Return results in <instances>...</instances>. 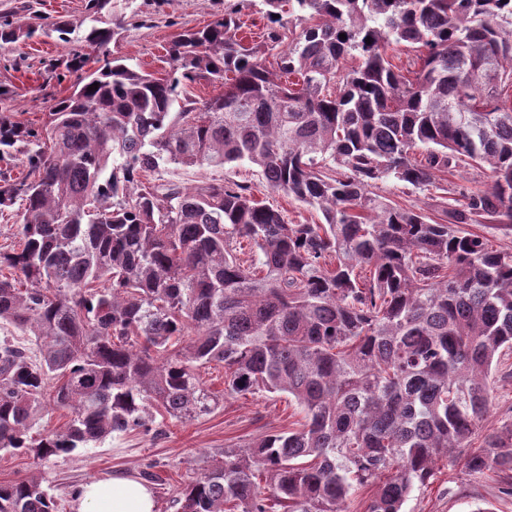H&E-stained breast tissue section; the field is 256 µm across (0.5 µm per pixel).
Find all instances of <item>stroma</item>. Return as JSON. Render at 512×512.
Returning a JSON list of instances; mask_svg holds the SVG:
<instances>
[{"instance_id": "1", "label": "stroma", "mask_w": 512, "mask_h": 512, "mask_svg": "<svg viewBox=\"0 0 512 512\" xmlns=\"http://www.w3.org/2000/svg\"><path fill=\"white\" fill-rule=\"evenodd\" d=\"M115 14L124 18V28L109 45L118 56L146 72L165 68L166 47L172 38L187 28H200L212 22L224 9L236 11L241 36L260 42L268 21L260 11L258 0H113ZM39 9L50 18L65 17L74 32L70 43L22 39L0 49V83L14 86L16 95L10 109L21 120L41 119L50 105L67 96L70 82L45 84L42 61L66 59L70 53L85 51L81 37L88 22L84 0H39ZM229 182H246L256 187V196L278 206L296 223H318L319 211L299 206L288 197L270 190L254 168L228 169ZM487 176L478 170H465L437 179L427 191L415 190L395 181L379 184L377 192L387 202L407 208L423 209L431 219L442 216L443 188L483 189ZM201 379L212 392L221 394V405L211 414L182 424L166 421L158 434L130 432L115 435L103 442L76 449L72 454L42 463L23 452L0 453V483L12 482L35 472H43L47 485L58 502V512H73L70 491L89 481L105 479L115 473L143 477L147 468L156 467L163 478L155 485L158 512H175L170 499L189 479L202 459L221 451L236 449L257 436L285 430L300 421L296 405L284 395L259 393L228 396L224 393V366L213 363L202 369ZM493 407L485 422L493 430L512 421V354L505 356L492 380ZM491 506L493 512H512V488L495 473L471 474L462 457L454 461L439 460L433 477L415 486L402 512H475L477 507Z\"/></svg>"}]
</instances>
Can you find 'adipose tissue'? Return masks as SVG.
<instances>
[{"label":"adipose tissue","mask_w":512,"mask_h":512,"mask_svg":"<svg viewBox=\"0 0 512 512\" xmlns=\"http://www.w3.org/2000/svg\"><path fill=\"white\" fill-rule=\"evenodd\" d=\"M73 509L74 512H157L152 488L127 474L86 483Z\"/></svg>","instance_id":"obj_1"}]
</instances>
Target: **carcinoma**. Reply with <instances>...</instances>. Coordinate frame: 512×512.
<instances>
[{
	"label": "carcinoma",
	"mask_w": 512,
	"mask_h": 512,
	"mask_svg": "<svg viewBox=\"0 0 512 512\" xmlns=\"http://www.w3.org/2000/svg\"><path fill=\"white\" fill-rule=\"evenodd\" d=\"M259 2L262 42L227 10L174 36L157 77L109 57L112 0H87L101 66L72 56L55 74L76 75L72 91L38 126L0 85V159L25 164L0 168L17 239L0 249V323L37 351L0 339V451L49 462L266 392L296 403L299 427L207 461L177 512H345L373 485L366 512H401L457 448L469 472L512 480L511 422L471 447L512 351V253L459 229L512 226V0ZM73 32L33 0L0 14V49ZM402 44L416 54L398 68ZM486 61L500 82H468ZM201 81L217 93L187 96ZM244 164L323 221L291 224L224 181ZM179 168L204 175L186 186ZM469 168L491 184L458 190L443 223L373 192ZM212 362L222 396L200 379ZM48 402L70 420L35 434ZM44 482L1 483L0 512H57Z\"/></svg>",
	"instance_id": "carcinoma-1"
}]
</instances>
